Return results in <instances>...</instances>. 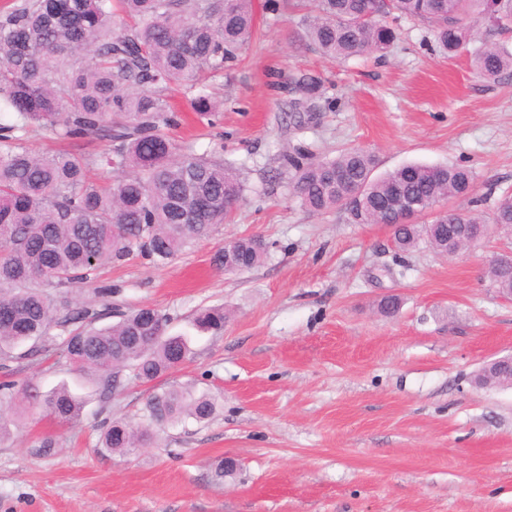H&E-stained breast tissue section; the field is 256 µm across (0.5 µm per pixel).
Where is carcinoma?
<instances>
[{
	"mask_svg": "<svg viewBox=\"0 0 512 512\" xmlns=\"http://www.w3.org/2000/svg\"><path fill=\"white\" fill-rule=\"evenodd\" d=\"M123 22L112 25L115 8ZM428 23L437 44L459 50L467 24L483 20L512 29V0H316L303 19L311 43L326 57L346 61L382 52L396 38L388 19ZM256 34L252 0H13L0 10V357L26 341H48L54 326L76 325L64 339L66 357L112 397V372L127 370L151 382L188 360L182 336L168 334L169 319L141 308L113 324L93 326L100 314L52 292L93 283L97 271L137 250L169 261L210 236L246 195L240 177L224 159L197 155L166 129L177 124L167 94L181 87L200 116L214 115L204 83L207 72L230 70ZM478 71L495 79L512 69V52L491 44L477 57ZM49 132L68 140L100 137L97 156L80 151L35 153L20 133ZM295 192L311 213L344 210L355 224H388L387 203L402 195L420 203L419 215L394 238L401 252L425 241L453 254L461 224L512 226V196L487 216L440 203L474 190L467 168L408 164L373 176L374 155L351 148L315 160L307 151L286 159ZM97 166L117 173L111 181L89 176ZM344 172L348 185L328 181ZM219 251L223 267L249 269L263 258L258 236L233 241ZM497 288H512V265L492 267ZM224 307L194 317L198 330L224 332ZM11 407H45L61 423L80 420L85 402L62 385L44 394L28 382L0 386ZM215 399L192 384L151 394L137 424L113 421L100 451L124 454L150 444L157 428L205 422Z\"/></svg>",
	"mask_w": 512,
	"mask_h": 512,
	"instance_id": "1",
	"label": "carcinoma"
}]
</instances>
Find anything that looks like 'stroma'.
<instances>
[{"label": "stroma", "mask_w": 512, "mask_h": 512, "mask_svg": "<svg viewBox=\"0 0 512 512\" xmlns=\"http://www.w3.org/2000/svg\"><path fill=\"white\" fill-rule=\"evenodd\" d=\"M253 0L256 38L229 71L207 76L214 124L172 92L176 139L223 157L249 192L229 220L174 260L133 254L102 266L100 325L142 307L191 338L190 360L149 383L126 380L101 402L89 377L63 354L25 342L0 361V382L67 385L83 396L80 422L40 409L0 436V512H512V386H483L484 363L512 354V298L492 288L491 260L512 235L490 234L448 258L427 245L397 252L384 224H354L343 210L309 213L293 190L286 155L319 158L343 148L372 152L378 173L409 163L462 165L473 199L453 208L489 213L512 193V70L480 77L484 44L512 50V32L480 24L447 56L425 23L396 21L384 52L337 62L300 20L315 7L278 14ZM321 85L311 110L293 82ZM258 236L261 262L227 272L213 257L225 241ZM396 296L400 309L378 310ZM224 306V333L195 331L194 313ZM192 383L217 411L160 429L129 455L99 453L101 425L138 422L147 397ZM52 454L37 453L43 438ZM237 471H214L224 459Z\"/></svg>", "instance_id": "obj_1"}]
</instances>
